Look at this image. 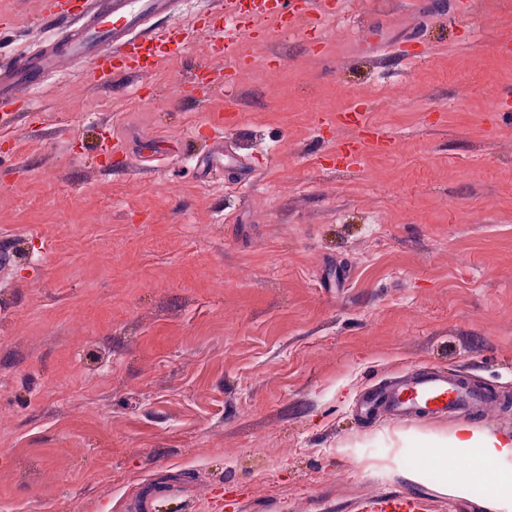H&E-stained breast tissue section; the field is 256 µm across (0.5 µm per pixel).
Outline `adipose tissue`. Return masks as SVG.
I'll list each match as a JSON object with an SVG mask.
<instances>
[{
	"label": "adipose tissue",
	"mask_w": 512,
	"mask_h": 512,
	"mask_svg": "<svg viewBox=\"0 0 512 512\" xmlns=\"http://www.w3.org/2000/svg\"><path fill=\"white\" fill-rule=\"evenodd\" d=\"M399 445L416 449L420 467L403 471L405 480L420 483L435 470L439 493L467 500L475 484L491 488L489 512H512V434H501L463 422L449 433L400 432Z\"/></svg>",
	"instance_id": "adipose-tissue-1"
}]
</instances>
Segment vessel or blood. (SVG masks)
<instances>
[{"label":"vessel or blood","instance_id":"obj_1","mask_svg":"<svg viewBox=\"0 0 512 512\" xmlns=\"http://www.w3.org/2000/svg\"><path fill=\"white\" fill-rule=\"evenodd\" d=\"M69 2L54 0L51 17L55 32L51 44L26 52L25 66L0 64L1 127L19 109H32V102L18 104L15 91L20 85L55 72L56 44H63L69 56L85 62L83 80L104 83L117 72L146 77L166 56L185 44L195 28L194 21L188 20L159 32L145 33L148 20L170 13L169 0H85L79 12L72 10ZM226 4L224 20L211 26L208 42L213 56L234 64L253 61L243 39L244 32L271 36L294 31L309 10L308 0H255L249 9L245 8L244 0H226ZM336 120L360 130V137L348 144L352 152L382 148L391 142L390 136L367 122L365 111L359 107L337 113ZM490 401L489 393L477 386L464 385L456 378L427 370L367 390L358 410L366 417L382 409L400 421L438 420ZM375 506L379 512H418L420 508L419 503L394 493L382 496Z\"/></svg>","mask_w":512,"mask_h":512}]
</instances>
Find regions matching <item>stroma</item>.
I'll use <instances>...</instances> for the list:
<instances>
[{"label": "stroma", "mask_w": 512, "mask_h": 512, "mask_svg": "<svg viewBox=\"0 0 512 512\" xmlns=\"http://www.w3.org/2000/svg\"><path fill=\"white\" fill-rule=\"evenodd\" d=\"M47 2L0 0V60ZM250 50L230 98L203 31L143 81L62 55L0 132V512H483L353 407L434 368L512 432V0H313ZM359 103L395 144L337 160ZM193 87L202 85L207 89L210 88H225L227 92H232L233 87L228 83H224V72L222 69L212 67H204L199 73H194L193 80L191 81ZM373 508H378L380 512H415L422 510L419 503L398 494L387 493L373 503Z\"/></svg>", "instance_id": "1"}]
</instances>
